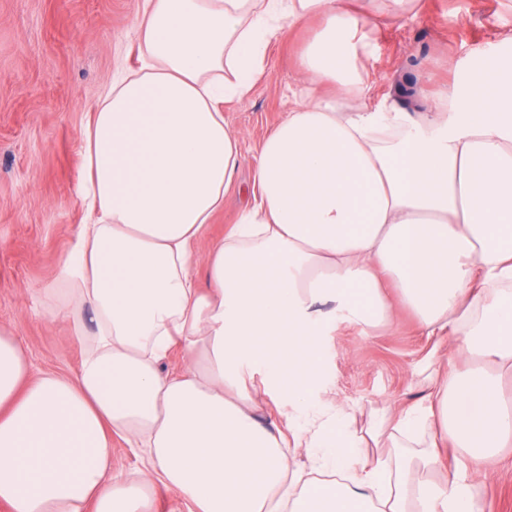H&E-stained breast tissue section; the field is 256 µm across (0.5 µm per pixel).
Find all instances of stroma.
I'll list each match as a JSON object with an SVG mask.
<instances>
[{
    "label": "stroma",
    "instance_id": "obj_1",
    "mask_svg": "<svg viewBox=\"0 0 512 512\" xmlns=\"http://www.w3.org/2000/svg\"><path fill=\"white\" fill-rule=\"evenodd\" d=\"M138 0H0V327L21 343L32 376H75L85 351L51 291L59 262L82 224L80 139L117 67L142 65ZM381 18L371 34L375 58L364 102L394 96L405 65L420 72L418 108L465 80L474 50L512 35V0H417L405 18ZM307 30L270 45L265 72L249 97L220 103L242 136L241 159L224 208L205 227L201 246L223 238L250 199L261 141L301 90L297 62ZM390 319L376 328L337 320L328 337V372L320 397L354 415L365 433L387 409L424 402L430 367L466 371L464 339L420 333L414 312L385 286ZM486 512H512V447L478 487Z\"/></svg>",
    "mask_w": 512,
    "mask_h": 512
}]
</instances>
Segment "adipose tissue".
I'll return each instance as SVG.
<instances>
[{
	"instance_id": "obj_1",
	"label": "adipose tissue",
	"mask_w": 512,
	"mask_h": 512,
	"mask_svg": "<svg viewBox=\"0 0 512 512\" xmlns=\"http://www.w3.org/2000/svg\"><path fill=\"white\" fill-rule=\"evenodd\" d=\"M317 21L296 98L260 144L254 202L199 251L224 206L240 136L217 104L241 100L272 42ZM374 5L344 0H139L144 64L113 81L80 149L89 220L57 290L86 349L76 376L30 379L0 329V502L11 512H154L158 488L191 512H485L475 488L512 446L499 371L512 366V42L473 52L463 84L418 113L371 109ZM438 181L430 193L424 186ZM263 259L276 284L242 273ZM204 265L208 289L192 275ZM427 336H461L475 363L440 369L428 403L393 411L372 439L434 437L409 464L363 453L353 420L317 392L325 336L384 321L383 282ZM306 346L287 414L263 418L240 368L278 390L281 357ZM181 348L183 365L161 359ZM136 448L114 471L112 440ZM458 448L442 480L439 448ZM333 473L299 487L289 449Z\"/></svg>"
}]
</instances>
